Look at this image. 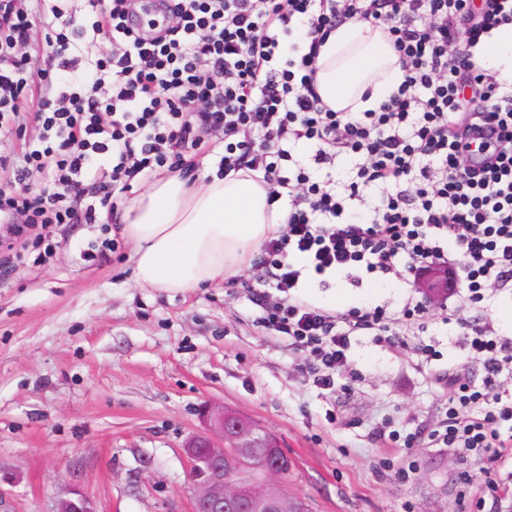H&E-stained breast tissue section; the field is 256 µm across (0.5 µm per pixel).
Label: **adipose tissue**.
Segmentation results:
<instances>
[{
	"mask_svg": "<svg viewBox=\"0 0 512 512\" xmlns=\"http://www.w3.org/2000/svg\"><path fill=\"white\" fill-rule=\"evenodd\" d=\"M482 60L496 81L512 83V25L483 37ZM317 65L319 95L341 112L377 109L404 79L386 34L364 22L332 30ZM287 217L286 199L252 171L193 168L155 179L123 204L118 231L135 245L140 285L183 293L237 275Z\"/></svg>",
	"mask_w": 512,
	"mask_h": 512,
	"instance_id": "ef3b65f1",
	"label": "adipose tissue"
}]
</instances>
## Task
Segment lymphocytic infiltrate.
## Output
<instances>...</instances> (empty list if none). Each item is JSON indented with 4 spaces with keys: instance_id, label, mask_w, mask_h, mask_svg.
I'll return each mask as SVG.
<instances>
[{
    "instance_id": "lymphocytic-infiltrate-1",
    "label": "lymphocytic infiltrate",
    "mask_w": 512,
    "mask_h": 512,
    "mask_svg": "<svg viewBox=\"0 0 512 512\" xmlns=\"http://www.w3.org/2000/svg\"><path fill=\"white\" fill-rule=\"evenodd\" d=\"M20 0H0V140L20 129L26 93L54 82L37 118V147L0 183V236L26 240L32 226L100 224L115 192L135 178L183 170L185 154L224 143V171L262 173L287 196L288 219L253 263L249 299L265 329L288 336L299 369L324 390L353 378L346 352L356 334L390 332L422 317L367 304L331 312L296 295L310 276H392L407 282L448 265L460 301L449 308L481 383L454 374L445 416L410 442L460 449L476 474L512 457V337L481 303L512 289V91L474 59L482 35L512 23V0H157L163 26L140 33L135 0H87L90 25L57 32L53 70L33 68L34 26ZM382 28L404 80L378 110L351 115L316 90V56L337 25ZM100 57L69 54L72 41ZM479 105L463 111L466 94ZM314 143L308 162L294 146ZM355 156L357 173L337 194L331 172ZM40 176L44 185L32 190ZM83 250H113L109 225Z\"/></svg>"
}]
</instances>
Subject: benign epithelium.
I'll return each instance as SVG.
<instances>
[{
	"mask_svg": "<svg viewBox=\"0 0 512 512\" xmlns=\"http://www.w3.org/2000/svg\"><path fill=\"white\" fill-rule=\"evenodd\" d=\"M420 288L436 297L448 288V267L430 265ZM203 430L184 446L190 465L192 512H306L288 496L282 481L292 462L277 436L220 404L199 412ZM233 472L235 477L228 476ZM54 512H95L76 488L58 501Z\"/></svg>",
	"mask_w": 512,
	"mask_h": 512,
	"instance_id": "obj_1",
	"label": "benign epithelium"
}]
</instances>
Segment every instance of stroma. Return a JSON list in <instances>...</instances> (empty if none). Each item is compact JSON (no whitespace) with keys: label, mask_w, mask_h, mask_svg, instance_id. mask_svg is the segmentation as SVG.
<instances>
[{"label":"stroma","mask_w":512,"mask_h":512,"mask_svg":"<svg viewBox=\"0 0 512 512\" xmlns=\"http://www.w3.org/2000/svg\"><path fill=\"white\" fill-rule=\"evenodd\" d=\"M93 226L59 228L42 262L0 271V512H53L79 487L96 512H192L184 442L211 400L274 431L293 462L286 489L309 512H497L508 487L467 476L453 449L384 442L435 423L448 398L433 378L469 362L458 328L429 308L402 346L355 336L358 380L324 393L300 373L284 337L259 327L240 281L187 293L139 287L132 246L94 260L79 250ZM301 296L343 312L366 302L401 310L418 286L344 274ZM441 354L423 368L418 347Z\"/></svg>","instance_id":"obj_1"}]
</instances>
